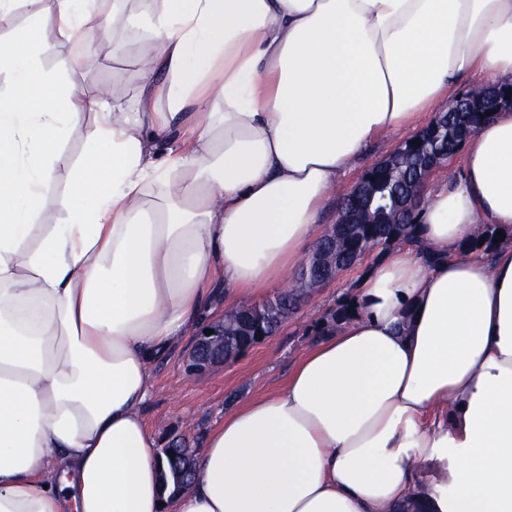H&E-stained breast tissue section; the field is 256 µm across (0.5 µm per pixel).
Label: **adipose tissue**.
Wrapping results in <instances>:
<instances>
[{
  "label": "adipose tissue",
  "instance_id": "1",
  "mask_svg": "<svg viewBox=\"0 0 512 512\" xmlns=\"http://www.w3.org/2000/svg\"><path fill=\"white\" fill-rule=\"evenodd\" d=\"M0 512H387L420 467L431 512H512V110L419 191V244L372 264L353 313L161 487L151 364L218 297L290 284L372 142L512 83V0H152L142 109L44 70L39 22L106 34L120 0H0ZM94 114L67 216L63 144ZM69 168H60L54 176V192L46 203L45 223L57 224L66 216ZM496 232H501L503 234L502 238H494ZM512 236L511 230L510 234L507 231H504L500 227L491 224H485L482 230L468 243L465 245V250H483L485 252H490L495 248L498 243H494V239H498L501 241L505 236ZM479 243H482V246H479Z\"/></svg>",
  "mask_w": 512,
  "mask_h": 512
}]
</instances>
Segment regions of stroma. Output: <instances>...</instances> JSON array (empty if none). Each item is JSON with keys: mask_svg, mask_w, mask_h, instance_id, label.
I'll return each instance as SVG.
<instances>
[{"mask_svg": "<svg viewBox=\"0 0 512 512\" xmlns=\"http://www.w3.org/2000/svg\"><path fill=\"white\" fill-rule=\"evenodd\" d=\"M130 15L132 21L122 34L124 51L115 53L112 41L108 40L101 43L93 58L78 56L73 38L55 22H46L43 36L48 51L43 58L44 67L92 95L111 90L114 83H125L130 88L128 107L130 111H139L142 78L137 56L142 47H150L156 53L160 45L147 39L142 21L148 11L143 0H132ZM378 258V253L367 254L333 279L310 289L273 336L235 358L201 371L190 370L193 340L188 337L155 360L154 388L144 413L159 445L177 437L191 447H201L205 434L223 422L224 412L230 406L251 396L274 392L314 341L313 326L326 319Z\"/></svg>", "mask_w": 512, "mask_h": 512, "instance_id": "obj_1", "label": "stroma"}]
</instances>
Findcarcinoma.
Instances as JSON below:
<instances>
[{"label":"carcinoma","instance_id":"1","mask_svg":"<svg viewBox=\"0 0 512 512\" xmlns=\"http://www.w3.org/2000/svg\"><path fill=\"white\" fill-rule=\"evenodd\" d=\"M489 119L482 112L451 113L448 115V139L437 144V148L448 147V154L452 155L460 150L461 138L459 131L462 127L478 130ZM416 158L396 155L394 169L398 171L400 179V192L414 195L416 188L406 180ZM374 181L372 182V199L369 209L365 213L364 222L361 224H346L336 229L330 239H321L315 245L314 250L326 251L331 265L341 269L354 264L362 258V255L375 250L385 253L392 245L402 242L417 241L418 224L415 222V214L411 213L408 219H403L400 210L395 205L396 193L393 183L389 182L386 173L382 169L371 168ZM506 234L496 225L486 224L482 230L465 245V250H483L489 252L496 246L494 235ZM313 286V282H305V286L284 291L272 301L267 302L269 312L264 319L261 333L269 336L278 329L280 321L296 307L300 298L305 294L304 287ZM256 330L252 317L246 311L235 310L224 315V339L237 343L234 350L225 354L229 358L240 353L244 349L259 342L255 336ZM172 455L165 456L167 470L162 475V486L173 483L178 489L182 484V469L193 463L194 450L181 443L171 449Z\"/></svg>","mask_w":512,"mask_h":512}]
</instances>
